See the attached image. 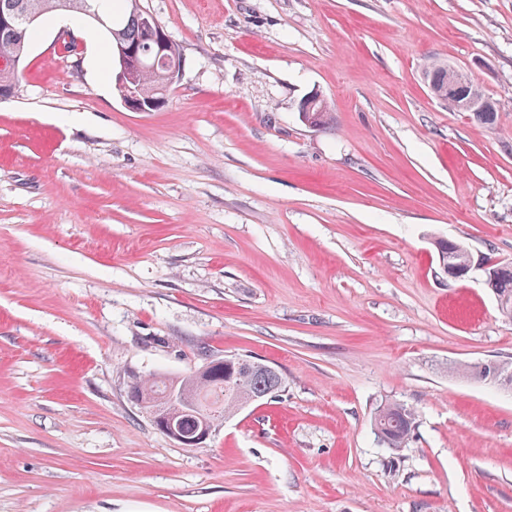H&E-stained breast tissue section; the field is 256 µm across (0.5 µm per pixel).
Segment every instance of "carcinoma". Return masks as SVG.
Wrapping results in <instances>:
<instances>
[{
    "mask_svg": "<svg viewBox=\"0 0 512 512\" xmlns=\"http://www.w3.org/2000/svg\"><path fill=\"white\" fill-rule=\"evenodd\" d=\"M66 4L70 11L85 15L82 0H0V9L8 10L19 17L32 12L41 15L55 12ZM111 29L93 30L108 40V51L113 60H118V46L135 48L142 64L141 76L144 82L141 98L144 101L157 96L154 89L162 86V95H168L172 83L164 78L165 69L158 61L152 41L142 19L140 0H109ZM33 33L20 35V31L0 27V57L14 56L25 60L28 54L29 38ZM437 263L448 264V256L459 260L467 259V246L461 242L443 238L434 239ZM497 298L506 302L498 307L500 315L512 320V267L499 263L493 265V274L487 280ZM214 364L210 373L200 369L186 374L170 376L164 373L129 375L127 387L138 391L144 408L153 412L169 414V420L191 433L201 429L202 421L215 424L224 417H230L247 405L277 397L285 391L286 378L275 367L242 355L212 357ZM466 372L483 381L498 382L512 378V364L501 362L494 371L474 364ZM173 388L184 398L198 402V408H175L166 399L168 389ZM415 429L414 414L407 406L397 402L380 404L374 415V430L379 444L394 452L406 446Z\"/></svg>",
    "mask_w": 512,
    "mask_h": 512,
    "instance_id": "cac0c4a2",
    "label": "carcinoma"
}]
</instances>
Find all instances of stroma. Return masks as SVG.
Returning <instances> with one entry per match:
<instances>
[{"label": "stroma", "mask_w": 512, "mask_h": 512, "mask_svg": "<svg viewBox=\"0 0 512 512\" xmlns=\"http://www.w3.org/2000/svg\"><path fill=\"white\" fill-rule=\"evenodd\" d=\"M141 4L182 55L164 107L56 15L0 102V512H512V391L457 371L512 361V321L432 243L512 265V0ZM203 349L288 386L183 448L128 377ZM385 400L415 413L396 454ZM448 71V84L441 88H434L432 83H446ZM426 78L431 86L432 95L438 100H453L459 107L464 110L482 111L492 107V100L486 96L471 95L465 97L462 94V87L468 82L466 74L461 71L447 68L441 64H432L427 68ZM412 410L404 404L385 402L374 415V430L379 444L394 452L404 448L415 429Z\"/></svg>", "instance_id": "35a3bbf8"}]
</instances>
